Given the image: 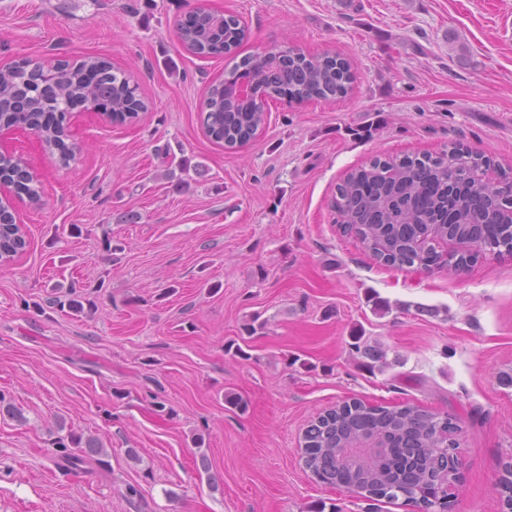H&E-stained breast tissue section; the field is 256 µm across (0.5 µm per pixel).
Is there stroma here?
Segmentation results:
<instances>
[{
  "mask_svg": "<svg viewBox=\"0 0 512 512\" xmlns=\"http://www.w3.org/2000/svg\"><path fill=\"white\" fill-rule=\"evenodd\" d=\"M199 7L246 25L242 57L346 55L351 91L272 103L259 137L224 149L199 106L233 62L177 33ZM88 56L130 74L149 110L120 125L74 108L66 166L31 131L7 141L40 199H15L27 246L0 267V396L23 415H0V512H368L316 483L301 447L354 398L457 418L449 512H501L512 256L388 267L330 205L377 155L460 144L495 159L487 179L512 166V0H0V66ZM73 293L83 313L53 307ZM358 336L383 351L375 367ZM71 431L98 437L103 463L59 469Z\"/></svg>",
  "mask_w": 512,
  "mask_h": 512,
  "instance_id": "1",
  "label": "stroma"
}]
</instances>
